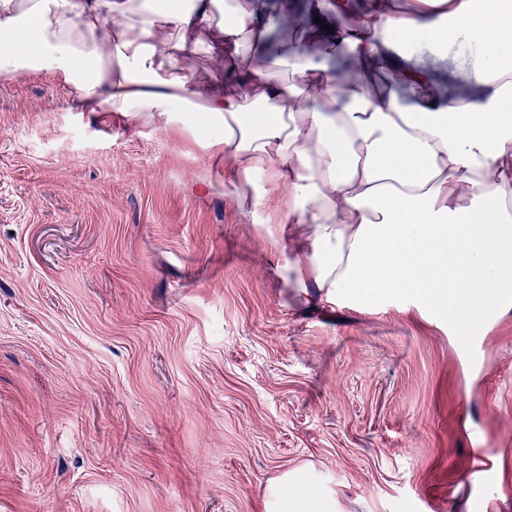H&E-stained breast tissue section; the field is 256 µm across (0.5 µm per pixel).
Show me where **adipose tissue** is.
Here are the masks:
<instances>
[{"instance_id": "adipose-tissue-1", "label": "adipose tissue", "mask_w": 512, "mask_h": 512, "mask_svg": "<svg viewBox=\"0 0 512 512\" xmlns=\"http://www.w3.org/2000/svg\"><path fill=\"white\" fill-rule=\"evenodd\" d=\"M407 13L370 0H310L304 45L251 65L277 26L265 0H0V72L46 70L102 96L118 120L177 127L224 176L284 197L265 226L285 243L293 287L312 306L371 308L405 296L447 312L459 334L512 302V0H421ZM356 16L344 31L322 20ZM345 70L323 65L338 44ZM475 46L480 105L440 93L414 53ZM229 56L239 76L205 85L177 72L187 52ZM397 70L403 93L376 90ZM263 180L253 184L254 173ZM282 476L271 512H316Z\"/></svg>"}]
</instances>
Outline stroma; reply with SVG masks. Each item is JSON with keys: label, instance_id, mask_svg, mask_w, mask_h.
<instances>
[{"label": "stroma", "instance_id": "35a3bbf8", "mask_svg": "<svg viewBox=\"0 0 512 512\" xmlns=\"http://www.w3.org/2000/svg\"><path fill=\"white\" fill-rule=\"evenodd\" d=\"M478 103L467 56L415 55ZM0 73V512H512V304L472 330L409 299L313 307L224 165L169 129ZM495 472L493 459L479 448L473 457L471 465L462 472V480L473 484L483 477H489ZM299 482L294 476L284 474L271 492V512H316V499L310 494H301Z\"/></svg>", "mask_w": 512, "mask_h": 512}]
</instances>
